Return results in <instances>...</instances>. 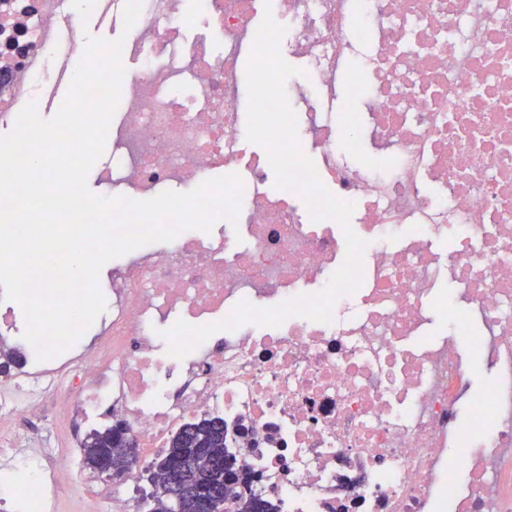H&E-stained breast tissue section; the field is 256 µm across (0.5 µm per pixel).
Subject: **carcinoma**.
Returning a JSON list of instances; mask_svg holds the SVG:
<instances>
[{
  "label": "carcinoma",
  "instance_id": "1",
  "mask_svg": "<svg viewBox=\"0 0 512 512\" xmlns=\"http://www.w3.org/2000/svg\"><path fill=\"white\" fill-rule=\"evenodd\" d=\"M115 426L90 433L82 445L85 465H125V449L114 445ZM224 418L205 414L186 422L169 439L166 451L148 470L178 468L193 477V491L184 499L183 512H199V499L210 489L224 487V512H276L271 499L253 489L259 475L240 463L228 448Z\"/></svg>",
  "mask_w": 512,
  "mask_h": 512
}]
</instances>
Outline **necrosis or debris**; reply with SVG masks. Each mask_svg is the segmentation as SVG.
<instances>
[{
  "mask_svg": "<svg viewBox=\"0 0 512 512\" xmlns=\"http://www.w3.org/2000/svg\"><path fill=\"white\" fill-rule=\"evenodd\" d=\"M224 42L187 41L183 0H144L123 46L117 145L102 184L154 197L223 170L241 180L236 224L129 252L107 281L94 336L0 378V512H61L64 490L136 512L135 476L95 484L72 448L34 446L21 418L94 427L120 416L146 455L189 418L223 416L229 448L279 512H512V0H198ZM65 0H0V126L63 73ZM291 23L307 66L288 85L299 146L353 203L363 283L333 320L219 331L184 358L165 331L326 287L346 242L270 191L246 138L241 62L265 9ZM366 88L337 122L339 85ZM361 142L349 153L347 142ZM493 372L470 384L463 339Z\"/></svg>",
  "mask_w": 512,
  "mask_h": 512,
  "instance_id": "4bbe7bcc",
  "label": "necrosis or debris"
}]
</instances>
